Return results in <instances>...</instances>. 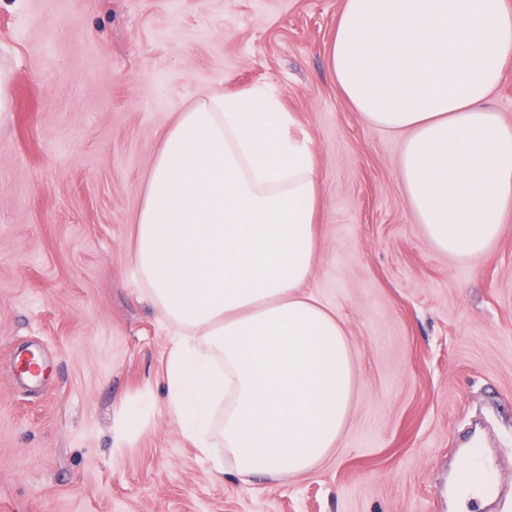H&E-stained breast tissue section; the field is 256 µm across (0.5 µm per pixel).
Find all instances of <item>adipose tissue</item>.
Instances as JSON below:
<instances>
[{
  "mask_svg": "<svg viewBox=\"0 0 512 512\" xmlns=\"http://www.w3.org/2000/svg\"><path fill=\"white\" fill-rule=\"evenodd\" d=\"M512 62V0H344L328 48L341 96L406 133L399 179L431 243L488 253L512 212V125L489 100ZM323 195L276 92L201 93L163 137L134 229L138 293L174 334L168 407L242 482L322 461L356 377L342 324L304 293Z\"/></svg>",
  "mask_w": 512,
  "mask_h": 512,
  "instance_id": "adipose-tissue-1",
  "label": "adipose tissue"
}]
</instances>
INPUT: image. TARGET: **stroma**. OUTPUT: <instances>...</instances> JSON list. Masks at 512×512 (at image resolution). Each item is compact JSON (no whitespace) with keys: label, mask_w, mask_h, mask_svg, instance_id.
I'll return each mask as SVG.
<instances>
[{"label":"stroma","mask_w":512,"mask_h":512,"mask_svg":"<svg viewBox=\"0 0 512 512\" xmlns=\"http://www.w3.org/2000/svg\"><path fill=\"white\" fill-rule=\"evenodd\" d=\"M343 0H0V512H457L476 423L512 512V215L490 252H439L398 177L403 138L332 82ZM273 86L324 202L308 289L356 392L335 448L285 483L216 481L169 416L170 337L138 301L134 224L163 133L197 92ZM41 350L38 386L17 355ZM141 408L125 447V407Z\"/></svg>","instance_id":"1"}]
</instances>
